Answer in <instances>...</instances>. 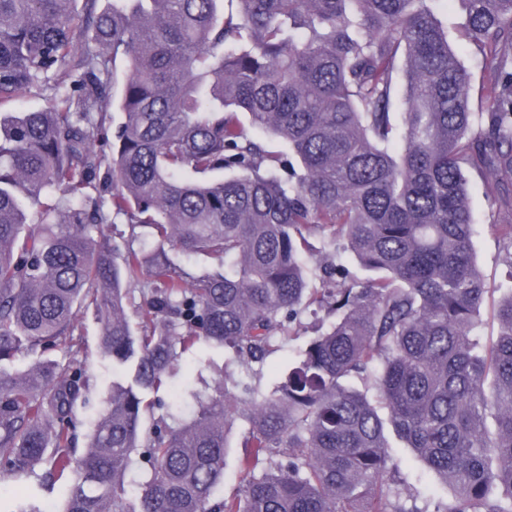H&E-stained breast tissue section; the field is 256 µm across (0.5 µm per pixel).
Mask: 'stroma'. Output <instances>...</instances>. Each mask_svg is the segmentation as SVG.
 <instances>
[{
    "mask_svg": "<svg viewBox=\"0 0 512 512\" xmlns=\"http://www.w3.org/2000/svg\"><path fill=\"white\" fill-rule=\"evenodd\" d=\"M452 47L469 72L471 107L473 111H482L488 105L490 67L480 54L466 47L464 41L453 40ZM467 178L476 223L474 253L488 288L472 335L484 346L495 339L499 332L496 310L501 298L512 292V278L508 277L504 262V245L497 231L498 225L512 221V212L499 204L500 198L512 194V174L487 180L471 172ZM100 328L94 305H86L77 317L75 351L62 347L42 354L25 351L12 361L0 364V372L12 375L24 372L42 360L52 362L62 370L82 367L88 394L86 403L76 408L74 452L78 455L86 449L93 424L105 407L113 382H124L129 378L127 367L114 364L111 358L101 355L98 348ZM316 329L314 315L305 313L294 334L276 340L274 352L267 356L256 373L248 370L223 347L198 345L192 354L184 357L179 370L167 384L159 390L146 392L145 398L149 401L159 399L168 404L175 393L199 387L203 382L212 386L222 381L256 385L263 391H272L296 361L299 351L314 336ZM247 429L246 422H239L229 436L224 478L214 490L215 500L234 496L243 488L246 472L241 464L244 453L241 442ZM391 466L392 484L401 499L415 498L417 506L428 508L429 512H434L436 506L452 502V489L440 482L411 449H394ZM49 467V462L44 461L37 464L31 473L0 476V512H62L73 478L66 475L54 483H47L43 474Z\"/></svg>",
    "mask_w": 512,
    "mask_h": 512,
    "instance_id": "stroma-1",
    "label": "stroma"
}]
</instances>
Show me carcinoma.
<instances>
[{
    "label": "carcinoma",
    "instance_id": "carcinoma-1",
    "mask_svg": "<svg viewBox=\"0 0 512 512\" xmlns=\"http://www.w3.org/2000/svg\"><path fill=\"white\" fill-rule=\"evenodd\" d=\"M435 2L112 0L99 11L85 0L78 14L75 0H0V100L55 71L71 78L42 111L0 113V363L73 348L88 301L102 352L134 366L79 458L82 372L41 362L0 374V472L28 473L52 452L54 472L76 477L63 512H130L135 454L146 464L136 512H427L386 479L389 424L454 489L435 512H512V294L478 349L487 288L465 176L512 173V0H459L462 36L494 68L482 112ZM114 110L108 161L98 141ZM104 162L112 212L130 224L122 246L92 236L111 222L85 192ZM57 193L66 208L51 221L42 198ZM141 227L148 249L133 247ZM317 231L375 277L355 282L330 258L309 271ZM176 253L215 265L198 273ZM128 286L142 296L137 336ZM311 305L336 320L273 391L240 396L222 382L175 395L194 402L190 418L157 415L142 396L203 342L262 363ZM241 417L250 478L214 502Z\"/></svg>",
    "mask_w": 512,
    "mask_h": 512
}]
</instances>
